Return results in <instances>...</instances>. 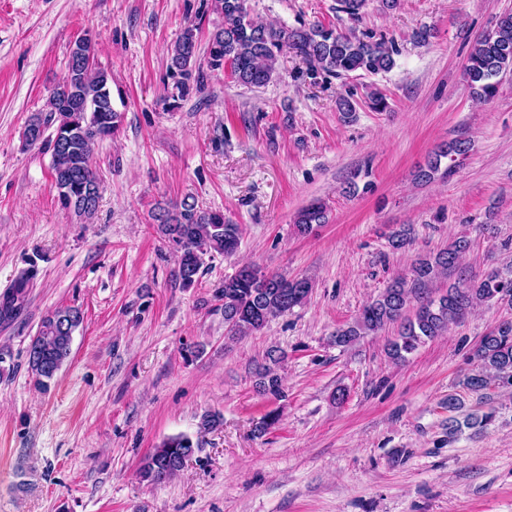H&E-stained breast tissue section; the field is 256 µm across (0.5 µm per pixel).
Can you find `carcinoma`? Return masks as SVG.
Instances as JSON below:
<instances>
[{
    "instance_id": "1",
    "label": "carcinoma",
    "mask_w": 512,
    "mask_h": 512,
    "mask_svg": "<svg viewBox=\"0 0 512 512\" xmlns=\"http://www.w3.org/2000/svg\"><path fill=\"white\" fill-rule=\"evenodd\" d=\"M210 10L222 17L221 25L209 35L206 48L207 67L219 70L230 67L235 81L247 88H262L276 74L278 53L292 49L311 66L328 76H342L363 71H387L394 65L393 48L385 41L360 37L350 29L338 32L313 25L305 28L276 27L260 23L251 16L247 0H211ZM203 21L191 22L171 50L168 70L176 78V93L164 101L175 106L202 91L204 72L199 56V33ZM68 73L62 84L50 93L47 114L29 119L23 136L27 146L44 145L51 150V171L58 201L65 210L78 217L91 219L101 197V183L92 168L96 146L112 138L119 130L121 113L112 103L108 71L97 63L96 50L88 36L75 41L67 63ZM512 69V13L501 15L496 27L476 38L463 65V76L474 98L490 101L498 94L495 81L501 73ZM54 133L45 136L48 127ZM470 149L466 139H454L442 146L418 171L420 180H431L440 173L451 175L459 158ZM448 160L440 170L442 160ZM151 219L162 236L173 245L177 257V278L184 287L192 286L202 265L195 257L215 253L226 257L236 253L241 236L238 224L224 220L220 211L203 210L187 199L174 205L156 203ZM327 206L317 202L303 208L296 218V230L310 234L314 226L326 223ZM470 243L457 238L448 247L415 260L410 276L393 280L376 298L367 302L352 325L339 329L334 336L338 346H349L360 338L375 334L396 322L398 336L389 342L388 356L397 362L407 359L420 344L449 330L460 322L477 303L512 305V263L493 268L480 277L461 270V259ZM457 275L448 290L431 296L426 287L441 275ZM30 283L28 273H21L12 287L0 297V320L16 315L21 308ZM307 277L289 279L268 274L254 264H244L224 279L215 291L221 302L224 324L230 336H247L280 314L302 305L311 292ZM412 316H406L410 306ZM83 322L76 307H59L42 320L37 336L31 341L28 366L35 385L46 391L55 381L71 352L75 330ZM474 369L464 376L461 385L479 392L491 384L512 387V319L500 321L484 336L473 353ZM262 392L277 396L281 378L270 367L259 373ZM491 419L470 414L464 421L448 417V428L485 426ZM201 451L199 441L187 435L165 440L148 454L141 465L142 477L162 484L176 477L186 462Z\"/></svg>"
}]
</instances>
